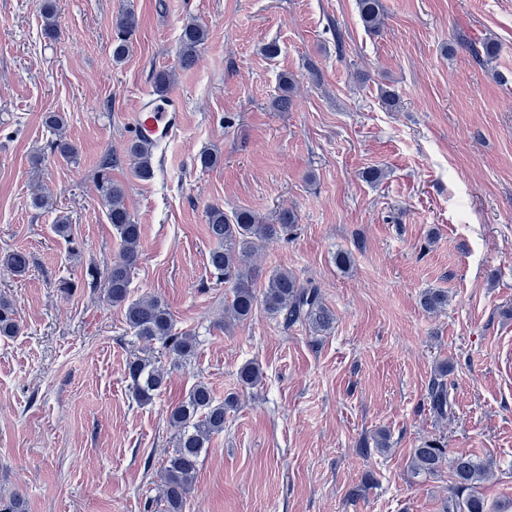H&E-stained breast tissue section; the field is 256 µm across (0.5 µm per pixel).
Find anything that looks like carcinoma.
I'll use <instances>...</instances> for the list:
<instances>
[{"label": "carcinoma", "instance_id": "obj_1", "mask_svg": "<svg viewBox=\"0 0 512 512\" xmlns=\"http://www.w3.org/2000/svg\"><path fill=\"white\" fill-rule=\"evenodd\" d=\"M357 6L367 30L380 31L385 14L382 0H357ZM39 9L45 35L57 37L55 0H39ZM112 25V59L121 63L129 56L131 38L139 25L138 17L134 11L126 10L113 19ZM206 38L207 29L196 20L184 23L177 51L181 65L194 62ZM293 85L292 76L281 77V94L274 101L276 108L286 110L291 105ZM45 124L54 135L48 143L50 155L67 162L76 160L78 148L65 134L62 116L51 113L45 117ZM152 158L153 148L131 142L124 154H108L100 164L97 190L108 208V219L118 239L119 251L110 266L91 275L90 285L103 288L107 301L124 310L126 324L138 340L160 344L169 357L178 362L195 354L196 338L189 331L177 330L172 314L159 298L147 295L131 298V274L139 261L141 226L134 222L128 209L124 186L110 176L112 168L127 159L136 178L149 180L154 175ZM207 219L209 236L216 242L209 252L208 266L211 274L230 286L229 311L236 319H248L261 304L268 314L281 319L286 328L301 324L315 334L330 329L334 316L326 306L320 288L313 282L303 284L293 272L280 269L268 275L262 290L254 288L259 268L252 258L258 245L267 239L288 236L297 222L292 210L280 211L276 223L267 224L249 210H240L230 219L222 206L211 204L207 206ZM0 263L21 276L28 270L30 260L26 253L13 251ZM447 304L448 295L443 290H428L421 295V305L430 313ZM18 331L19 325L10 304L0 299V336H14ZM127 375L132 395L141 404L151 402L168 385L169 372L145 359L130 362ZM261 379L262 370L256 362H247L238 370L239 384L246 389L257 385ZM427 402L436 418L447 416L448 390L443 383L434 380L429 384ZM234 403L232 397L223 402L215 401L209 386L199 382L171 409L168 422L175 430V449L160 472V501L164 502V512H182L202 453L213 436L224 432L226 410ZM447 455L441 442L424 440L411 450L408 468L413 477L426 478L437 475L443 465H448L449 506L444 512H488L486 501L477 488L488 477L489 465L467 453H459L450 459Z\"/></svg>", "mask_w": 512, "mask_h": 512}]
</instances>
